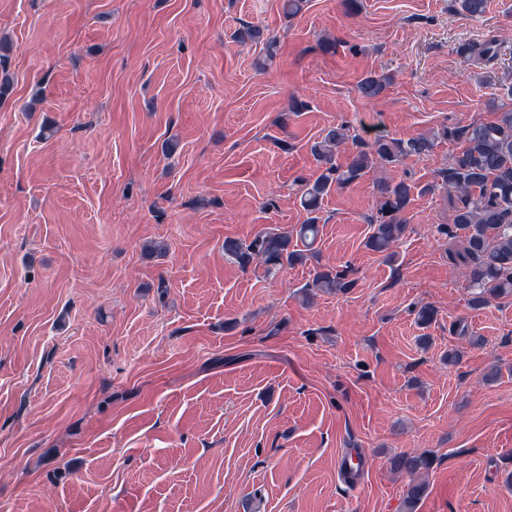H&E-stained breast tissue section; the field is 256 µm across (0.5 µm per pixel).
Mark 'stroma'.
I'll use <instances>...</instances> for the list:
<instances>
[{
	"label": "stroma",
	"mask_w": 512,
	"mask_h": 512,
	"mask_svg": "<svg viewBox=\"0 0 512 512\" xmlns=\"http://www.w3.org/2000/svg\"><path fill=\"white\" fill-rule=\"evenodd\" d=\"M361 3L288 19L283 0H0V512H401V452L433 458L417 512H512V296L472 309L460 244L437 232L459 143L388 169L432 187L393 260L365 246L370 174L324 198L305 263L269 275L224 254L304 222L295 182L326 128L350 127L343 164L355 137L512 107V0L479 19ZM245 25L274 58L234 41ZM473 40L497 58L467 61ZM372 72L393 81L366 100ZM158 239L166 256L145 250ZM327 267L353 287L303 303Z\"/></svg>",
	"instance_id": "35a3bbf8"
}]
</instances>
